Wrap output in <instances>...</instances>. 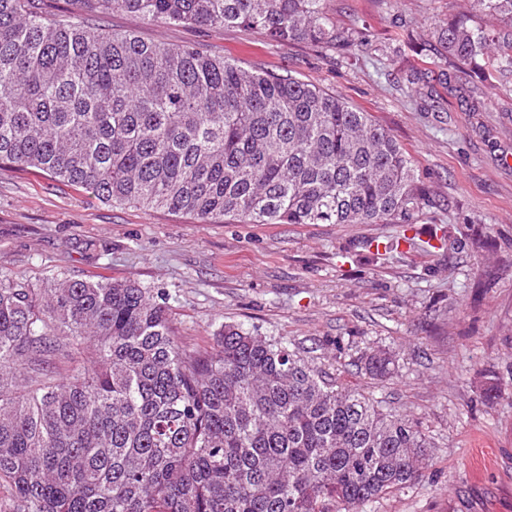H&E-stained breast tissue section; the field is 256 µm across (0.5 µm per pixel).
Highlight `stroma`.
Listing matches in <instances>:
<instances>
[{
  "instance_id": "1",
  "label": "stroma",
  "mask_w": 512,
  "mask_h": 512,
  "mask_svg": "<svg viewBox=\"0 0 512 512\" xmlns=\"http://www.w3.org/2000/svg\"><path fill=\"white\" fill-rule=\"evenodd\" d=\"M465 0H326L344 29L365 32L352 52L274 43L245 27L150 26L130 13L103 28L147 42L196 45L244 66L293 74L370 113L414 161L429 187L413 252L376 256L396 224L198 223L188 214L118 206L36 173L0 166V275L47 288L58 278L131 279L164 293L175 338L213 348L222 325L286 343L315 366L403 415L432 445L414 485L360 512H512V73L479 84L483 111L408 93L403 77L430 67L409 36L462 14ZM455 242L431 252L439 237ZM495 277H486V270ZM396 357L391 378L361 358Z\"/></svg>"
}]
</instances>
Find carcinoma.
<instances>
[{
    "instance_id": "carcinoma-1",
    "label": "carcinoma",
    "mask_w": 512,
    "mask_h": 512,
    "mask_svg": "<svg viewBox=\"0 0 512 512\" xmlns=\"http://www.w3.org/2000/svg\"><path fill=\"white\" fill-rule=\"evenodd\" d=\"M512 28V0H468ZM0 0V165L37 169L115 205L211 224H399L430 203L403 147L346 101L303 80L196 46L95 26H243L275 42L349 49L324 0ZM436 58L481 81L512 69V33L458 17ZM444 68L414 70L419 93ZM88 340L64 380L45 359ZM217 347L171 334L167 306L123 280L34 288L0 276V484L6 512H358L415 484L425 434L283 343L226 325ZM365 371L395 369L382 351Z\"/></svg>"
}]
</instances>
